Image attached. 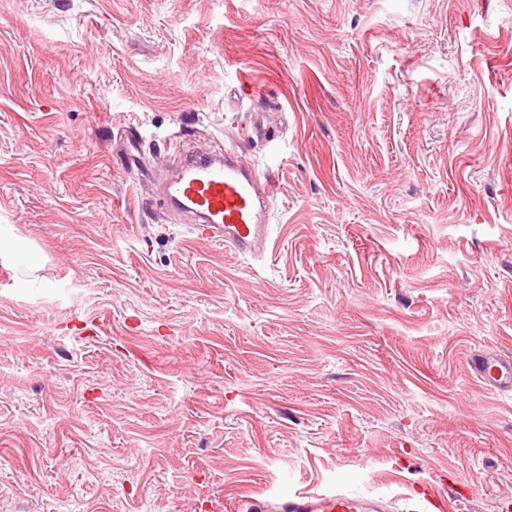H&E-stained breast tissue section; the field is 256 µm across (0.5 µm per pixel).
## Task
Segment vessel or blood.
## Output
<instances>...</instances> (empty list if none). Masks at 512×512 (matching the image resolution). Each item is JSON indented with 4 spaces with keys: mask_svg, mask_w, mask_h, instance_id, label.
Returning <instances> with one entry per match:
<instances>
[{
    "mask_svg": "<svg viewBox=\"0 0 512 512\" xmlns=\"http://www.w3.org/2000/svg\"><path fill=\"white\" fill-rule=\"evenodd\" d=\"M278 190L275 171L247 166L234 153L223 162L198 158L175 178L160 184L158 196L168 207L190 218L188 232L194 239L223 242L243 257L264 259L271 251L269 209ZM475 381L483 388L512 396V362L494 352L471 358ZM461 493L422 489L412 505L414 512H451ZM277 512H379L376 499L350 496L332 486L312 492L296 491L276 505Z\"/></svg>",
    "mask_w": 512,
    "mask_h": 512,
    "instance_id": "vessel-or-blood-1",
    "label": "vessel or blood"
}]
</instances>
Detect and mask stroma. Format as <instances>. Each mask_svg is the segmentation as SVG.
<instances>
[{
    "label": "stroma",
    "instance_id": "1",
    "mask_svg": "<svg viewBox=\"0 0 512 512\" xmlns=\"http://www.w3.org/2000/svg\"><path fill=\"white\" fill-rule=\"evenodd\" d=\"M203 152L278 168L265 260L165 212ZM0 224V512H512V0H0ZM475 381L483 388L512 396V362L492 351L478 352L471 358ZM463 495L457 488L456 483H448V494L434 488H425L421 490L417 499L413 497H401L405 502L412 501L410 512H446L453 510V504L461 500ZM279 512H379L376 499L350 496L325 485L313 492L295 491L276 504Z\"/></svg>",
    "mask_w": 512,
    "mask_h": 512
}]
</instances>
